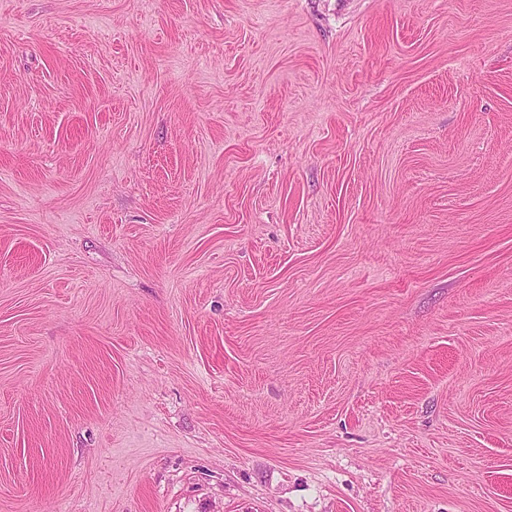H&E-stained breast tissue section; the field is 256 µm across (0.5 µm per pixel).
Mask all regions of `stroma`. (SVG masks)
<instances>
[{
	"instance_id": "obj_1",
	"label": "stroma",
	"mask_w": 512,
	"mask_h": 512,
	"mask_svg": "<svg viewBox=\"0 0 512 512\" xmlns=\"http://www.w3.org/2000/svg\"><path fill=\"white\" fill-rule=\"evenodd\" d=\"M0 512H512V0H0Z\"/></svg>"
}]
</instances>
